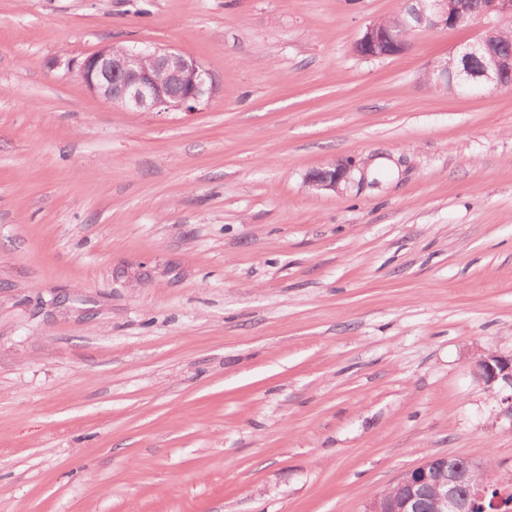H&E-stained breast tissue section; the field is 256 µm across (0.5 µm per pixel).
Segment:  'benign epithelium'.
<instances>
[{"instance_id": "7a95c632", "label": "benign epithelium", "mask_w": 512, "mask_h": 512, "mask_svg": "<svg viewBox=\"0 0 512 512\" xmlns=\"http://www.w3.org/2000/svg\"><path fill=\"white\" fill-rule=\"evenodd\" d=\"M512 18V0H486L474 13L467 0H405V8L388 25L372 23L353 46L364 59H384L409 49L407 35L420 28L476 26V39L439 60L429 72L440 88L467 87L494 91L512 87V47L495 48L488 37L499 27L495 20ZM83 83L106 101L131 112H196L214 88L210 71L197 59L152 43L108 44L86 56L78 65ZM179 95L169 92L172 83ZM352 165L338 163L315 169L307 182L319 189L335 190L350 178ZM475 373L488 386L501 382L512 388V356L488 354L476 359ZM483 470L463 457H431L405 472L394 484L395 492L370 499L363 512H473L489 491L498 512H509V494L473 480ZM464 487L465 493L458 492Z\"/></svg>"}]
</instances>
